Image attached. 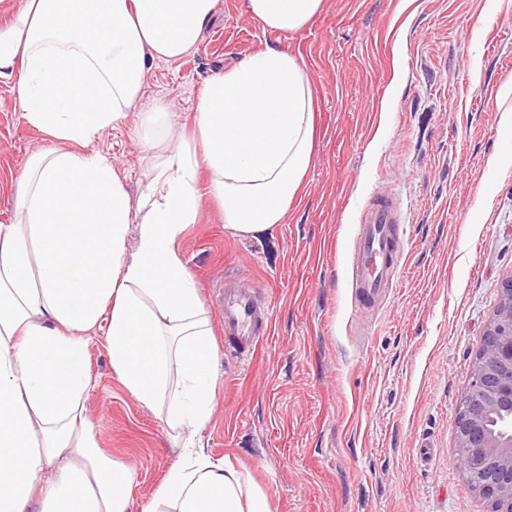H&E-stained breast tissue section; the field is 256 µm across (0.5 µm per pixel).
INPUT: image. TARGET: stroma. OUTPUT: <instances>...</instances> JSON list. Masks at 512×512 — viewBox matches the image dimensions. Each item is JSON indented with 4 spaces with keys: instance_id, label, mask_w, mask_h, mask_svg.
<instances>
[{
    "instance_id": "35a3bbf8",
    "label": "stroma",
    "mask_w": 512,
    "mask_h": 512,
    "mask_svg": "<svg viewBox=\"0 0 512 512\" xmlns=\"http://www.w3.org/2000/svg\"><path fill=\"white\" fill-rule=\"evenodd\" d=\"M267 44L294 55L317 89L314 157L285 222L256 236L225 229L198 175L202 208L179 251L216 341L225 277L272 312L253 359L221 354L198 437L249 475L271 512H488L455 448L470 367L512 279L511 132L498 97L512 81V0H324L283 37L246 17L242 0H220L196 46L156 62L139 107L93 145L131 197L170 153L161 136L143 146V113L164 106L168 128L190 133L206 80ZM54 145L0 82V223L27 159ZM377 194L399 207L405 259L366 308L350 255ZM107 328L100 321L86 347V414L101 447L133 469L139 506L180 450L114 375Z\"/></svg>"
}]
</instances>
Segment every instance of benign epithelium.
<instances>
[{
    "instance_id": "obj_1",
    "label": "benign epithelium",
    "mask_w": 512,
    "mask_h": 512,
    "mask_svg": "<svg viewBox=\"0 0 512 512\" xmlns=\"http://www.w3.org/2000/svg\"><path fill=\"white\" fill-rule=\"evenodd\" d=\"M486 335L490 340L483 344L470 373L471 386L478 388L481 398L457 423V441L476 453L460 469L467 476H482L475 490L499 504L497 512H512V434H496L487 427L492 415L512 404V382H503L499 375L501 367H512V279L504 284Z\"/></svg>"
}]
</instances>
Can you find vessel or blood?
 Returning a JSON list of instances; mask_svg holds the SVG:
<instances>
[{
	"mask_svg": "<svg viewBox=\"0 0 512 512\" xmlns=\"http://www.w3.org/2000/svg\"><path fill=\"white\" fill-rule=\"evenodd\" d=\"M403 243L404 231L394 199L387 195L376 197L362 218L354 241L353 286L360 302H378L386 289L392 287ZM222 295L224 347L239 358H251L270 332V307L233 278L225 279Z\"/></svg>",
	"mask_w": 512,
	"mask_h": 512,
	"instance_id": "obj_1",
	"label": "vessel or blood"
}]
</instances>
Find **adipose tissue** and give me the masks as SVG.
Returning <instances> with one entry per match:
<instances>
[{"mask_svg":"<svg viewBox=\"0 0 512 512\" xmlns=\"http://www.w3.org/2000/svg\"><path fill=\"white\" fill-rule=\"evenodd\" d=\"M219 0H24L0 26V81L56 142L32 155L0 224V512H132L134 477L85 415L86 335L107 319L113 373L183 434L142 512H270L267 494L196 441L214 410L218 348L176 244L201 209L206 167L224 224L282 223L313 160L316 90L271 45L212 76L138 198L87 148L140 101L157 61L196 45ZM323 0H243L266 31H299ZM135 250H128L129 233Z\"/></svg>","mask_w":512,"mask_h":512,"instance_id":"ef3b65f1","label":"adipose tissue"}]
</instances>
